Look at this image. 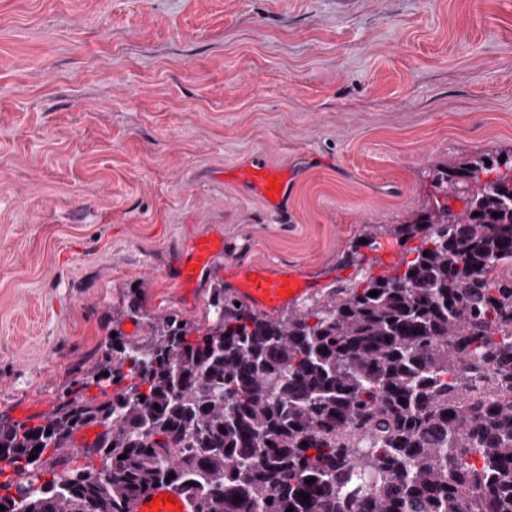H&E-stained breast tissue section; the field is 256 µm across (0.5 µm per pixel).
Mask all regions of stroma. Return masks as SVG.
<instances>
[{
  "mask_svg": "<svg viewBox=\"0 0 512 512\" xmlns=\"http://www.w3.org/2000/svg\"><path fill=\"white\" fill-rule=\"evenodd\" d=\"M500 153L512 0H0V421L53 410L137 283L204 322L192 238L321 302L400 263L437 168ZM256 154L303 172L283 212L238 186ZM224 251V242L210 238H199L191 246V261L181 264L176 280L184 288H199L212 271V262L217 254ZM198 265V269H194Z\"/></svg>",
  "mask_w": 512,
  "mask_h": 512,
  "instance_id": "obj_1",
  "label": "stroma"
}]
</instances>
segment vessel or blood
<instances>
[{"label": "vessel or blood", "mask_w": 512, "mask_h": 512, "mask_svg": "<svg viewBox=\"0 0 512 512\" xmlns=\"http://www.w3.org/2000/svg\"><path fill=\"white\" fill-rule=\"evenodd\" d=\"M247 166L252 173L251 187L261 195L267 196L270 204L279 205L288 196L287 179H275L262 157L248 160ZM279 183V191H271V183ZM224 250L223 242L210 238H200L191 246V259L181 264L176 279L182 287L198 288L212 271V262L217 254ZM225 287L244 303L268 313L285 307L293 298L307 291V280L300 270L279 271L265 265L249 262L236 264L224 276ZM170 488L166 485L154 486L150 493L142 496L134 505V512H194L191 501L178 499L176 505L163 506L155 510L150 505L152 498L164 496Z\"/></svg>", "instance_id": "vessel-or-blood-1"}]
</instances>
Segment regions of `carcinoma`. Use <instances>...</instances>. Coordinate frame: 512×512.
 <instances>
[{"mask_svg": "<svg viewBox=\"0 0 512 512\" xmlns=\"http://www.w3.org/2000/svg\"><path fill=\"white\" fill-rule=\"evenodd\" d=\"M434 180L443 198L393 229L418 241L401 272L324 304L271 317L218 279L195 324L129 289L112 323L144 337L115 331L50 415L0 425L4 512H133L164 482L195 512H512V156ZM90 425L99 465L75 468ZM102 430L99 426H89L76 433L70 447L72 448L70 452L73 454L74 466L85 464L86 460L82 458L80 450L85 448L86 445L91 444Z\"/></svg>", "mask_w": 512, "mask_h": 512, "instance_id": "cac0c4a2", "label": "carcinoma"}]
</instances>
